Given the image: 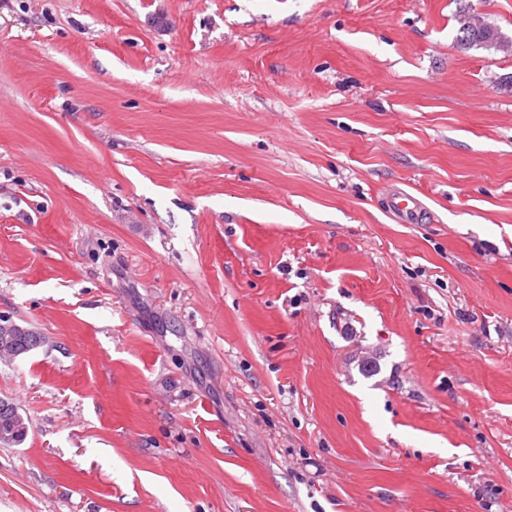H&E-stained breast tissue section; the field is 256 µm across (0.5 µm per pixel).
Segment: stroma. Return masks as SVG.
Wrapping results in <instances>:
<instances>
[{
	"instance_id": "stroma-1",
	"label": "stroma",
	"mask_w": 512,
	"mask_h": 512,
	"mask_svg": "<svg viewBox=\"0 0 512 512\" xmlns=\"http://www.w3.org/2000/svg\"><path fill=\"white\" fill-rule=\"evenodd\" d=\"M512 0H0V512H512ZM430 217L388 210L394 189ZM460 27L475 35L486 37L487 44L491 49L505 54L512 53V38L498 32V29L489 23L483 13L467 10L459 20ZM23 328V327H22ZM14 326L8 323V318H0V334L2 336H8L6 340L1 336V344L15 353V358L26 354L33 349L40 346L35 340V336H41L38 332L33 329L23 328L22 332L15 334V336H9L13 334ZM8 344V345H7ZM21 424L19 425V421ZM21 430L18 438H5L1 435L9 436L14 430ZM28 432V425L25 418L18 412L11 402L0 399V443L5 445L17 444L25 439Z\"/></svg>"
}]
</instances>
